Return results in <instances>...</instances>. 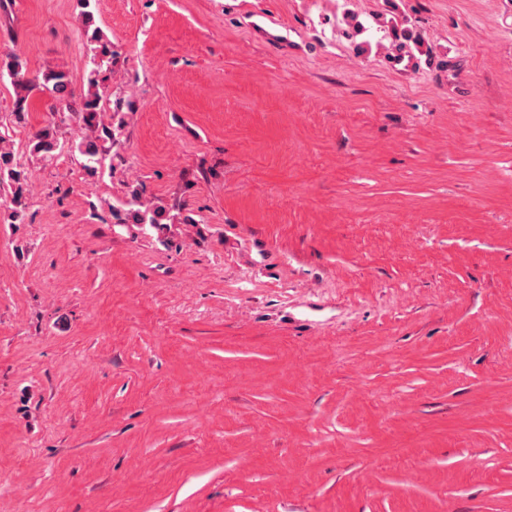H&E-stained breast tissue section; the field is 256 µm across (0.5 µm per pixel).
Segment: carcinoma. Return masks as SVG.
Returning a JSON list of instances; mask_svg holds the SVG:
<instances>
[{
    "mask_svg": "<svg viewBox=\"0 0 512 512\" xmlns=\"http://www.w3.org/2000/svg\"><path fill=\"white\" fill-rule=\"evenodd\" d=\"M89 48L87 91L78 96L71 89L69 75L62 69L50 70L38 74L27 69L20 55L8 51L0 62L5 65L11 83L19 93L15 104L16 116L25 112V105L31 95H39L50 101L49 112L53 122L39 129L33 135L34 150L52 159L64 146L62 130L67 122L76 119L89 132L78 146L83 157V168L96 171L106 156L107 146L114 145L116 136L112 124L100 119L103 96L99 84L103 81V72L112 68V48L101 42L98 30H93ZM0 191L5 193L13 205L12 217L18 218L26 208L28 195V176L22 164L16 159L11 147V139L6 128L0 127ZM125 211L133 216L137 224H156L157 213L143 201L139 189L130 190L124 201L115 207V211Z\"/></svg>",
    "mask_w": 512,
    "mask_h": 512,
    "instance_id": "1",
    "label": "carcinoma"
}]
</instances>
